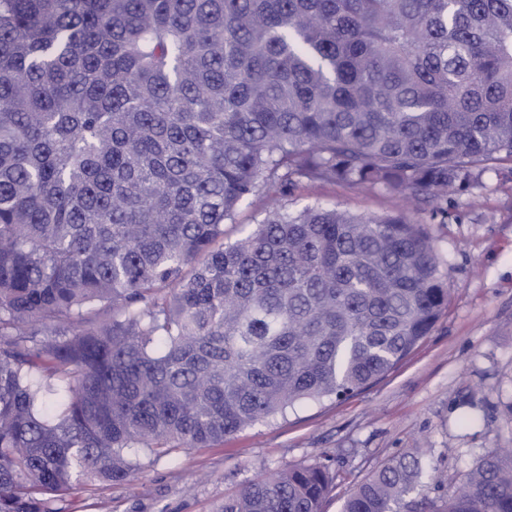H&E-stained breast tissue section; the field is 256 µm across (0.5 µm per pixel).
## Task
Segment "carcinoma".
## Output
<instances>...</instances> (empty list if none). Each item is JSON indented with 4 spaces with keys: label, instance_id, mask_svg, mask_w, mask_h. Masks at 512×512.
<instances>
[{
    "label": "carcinoma",
    "instance_id": "obj_1",
    "mask_svg": "<svg viewBox=\"0 0 512 512\" xmlns=\"http://www.w3.org/2000/svg\"><path fill=\"white\" fill-rule=\"evenodd\" d=\"M512 161V0H0V512H58L305 401L357 394L448 303L424 224L276 204L448 189ZM419 448L342 512H512V448L432 502ZM325 463L222 512H322ZM292 209L320 203L362 215H379L397 210L401 200L384 189H363L322 181H303L284 199ZM273 204V201H271L264 193L253 197L250 201L243 204L239 208L234 221L224 225L226 240L233 241L237 236H239V230L242 227L249 228L253 224L261 222L265 217L267 210L272 208Z\"/></svg>",
    "mask_w": 512,
    "mask_h": 512
}]
</instances>
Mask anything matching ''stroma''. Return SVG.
Segmentation results:
<instances>
[{"mask_svg": "<svg viewBox=\"0 0 512 512\" xmlns=\"http://www.w3.org/2000/svg\"><path fill=\"white\" fill-rule=\"evenodd\" d=\"M290 208L319 203L362 215L399 208L397 195L303 181ZM448 273V304L434 330L369 389L304 403L215 448L179 450L134 478L80 485L59 512H220L225 496L285 465L328 461L323 512H340L354 485L392 456L422 445L433 467L419 492L435 498L484 450L512 448V161L448 195V221L428 225Z\"/></svg>", "mask_w": 512, "mask_h": 512, "instance_id": "stroma-1", "label": "stroma"}]
</instances>
